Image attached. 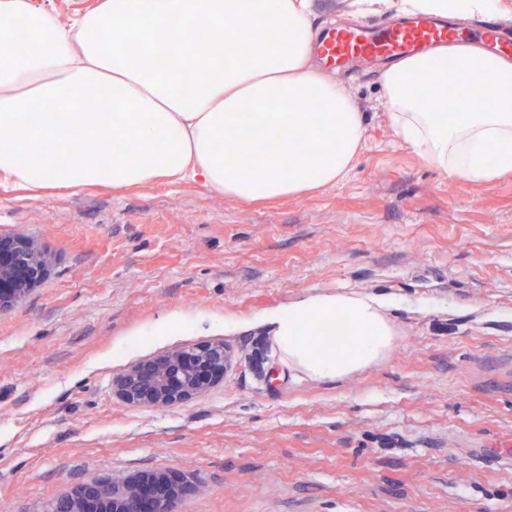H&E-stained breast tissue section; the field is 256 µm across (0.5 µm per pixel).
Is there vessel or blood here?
Instances as JSON below:
<instances>
[{
  "mask_svg": "<svg viewBox=\"0 0 512 512\" xmlns=\"http://www.w3.org/2000/svg\"><path fill=\"white\" fill-rule=\"evenodd\" d=\"M459 37L458 30L427 16H403L382 23L358 20L323 27L316 50L324 63L338 65L354 76L361 65L378 60L393 62Z\"/></svg>",
  "mask_w": 512,
  "mask_h": 512,
  "instance_id": "obj_1",
  "label": "vessel or blood"
}]
</instances>
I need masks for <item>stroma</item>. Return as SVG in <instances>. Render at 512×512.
<instances>
[{
  "mask_svg": "<svg viewBox=\"0 0 512 512\" xmlns=\"http://www.w3.org/2000/svg\"><path fill=\"white\" fill-rule=\"evenodd\" d=\"M335 187L240 205L199 183L0 195L45 274L0 309V512L87 480H177V512H512V175L443 176L396 143L377 75ZM392 300L388 355L325 383L253 363L256 319L310 293ZM220 343L167 407L120 379Z\"/></svg>",
  "mask_w": 512,
  "mask_h": 512,
  "instance_id": "stroma-1",
  "label": "stroma"
}]
</instances>
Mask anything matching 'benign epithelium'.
I'll list each match as a JSON object with an SVG mask.
<instances>
[{
  "label": "benign epithelium",
  "instance_id": "obj_1",
  "mask_svg": "<svg viewBox=\"0 0 512 512\" xmlns=\"http://www.w3.org/2000/svg\"><path fill=\"white\" fill-rule=\"evenodd\" d=\"M39 266L30 249L0 260V306L26 290ZM215 369H224V346L175 348L150 372L140 364L131 367L121 379L120 390L132 404L170 406L204 391L210 382L202 378L203 372ZM147 497V490L137 482L79 483L55 501L53 512H146Z\"/></svg>",
  "mask_w": 512,
  "mask_h": 512
}]
</instances>
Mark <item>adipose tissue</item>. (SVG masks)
<instances>
[{"mask_svg": "<svg viewBox=\"0 0 512 512\" xmlns=\"http://www.w3.org/2000/svg\"><path fill=\"white\" fill-rule=\"evenodd\" d=\"M376 11L464 21L512 19V0H351ZM326 0H98L62 21L33 0H0V192L51 188L117 194L195 181L238 203L305 197L336 186L366 145L356 98L318 64ZM26 20L32 41L13 46ZM143 41L131 52V34ZM394 136L449 178L512 173V53L439 45L382 70ZM486 91L475 107L460 84ZM65 100L58 118L47 103ZM254 109L240 131L244 106ZM102 145L110 161L97 162ZM259 161L241 166V148ZM388 301L319 293L259 317L279 364L335 382L381 360L393 342Z\"/></svg>", "mask_w": 512, "mask_h": 512, "instance_id": "adipose-tissue-1", "label": "adipose tissue"}]
</instances>
